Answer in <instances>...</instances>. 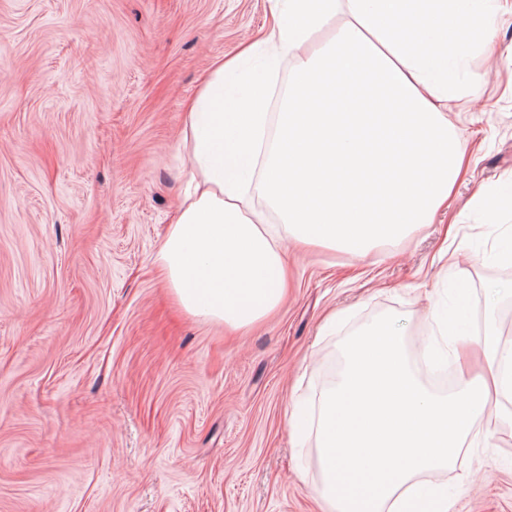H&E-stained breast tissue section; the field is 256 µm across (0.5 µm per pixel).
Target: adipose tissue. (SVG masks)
Wrapping results in <instances>:
<instances>
[{
    "label": "adipose tissue",
    "instance_id": "adipose-tissue-1",
    "mask_svg": "<svg viewBox=\"0 0 512 512\" xmlns=\"http://www.w3.org/2000/svg\"><path fill=\"white\" fill-rule=\"evenodd\" d=\"M259 42L220 61L185 115L190 179L156 261L190 315L247 328L283 296L285 242L364 255L431 223L464 154L451 103L479 98L512 0H271ZM333 40L309 45L327 26ZM292 59L277 124L269 106ZM256 63L248 76L244 67ZM260 191L280 218L262 224Z\"/></svg>",
    "mask_w": 512,
    "mask_h": 512
}]
</instances>
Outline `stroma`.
Listing matches in <instances>:
<instances>
[{
    "label": "stroma",
    "instance_id": "stroma-1",
    "mask_svg": "<svg viewBox=\"0 0 512 512\" xmlns=\"http://www.w3.org/2000/svg\"><path fill=\"white\" fill-rule=\"evenodd\" d=\"M270 0H0V512H328L323 360L385 314L438 347L512 335V67L452 112L468 165L447 209L355 256L288 249L280 306L232 330L185 313L155 262L181 204L183 114ZM455 258H448V250ZM335 328H326L328 318ZM468 448L457 512H512V427ZM471 473L460 484V473Z\"/></svg>",
    "mask_w": 512,
    "mask_h": 512
}]
</instances>
